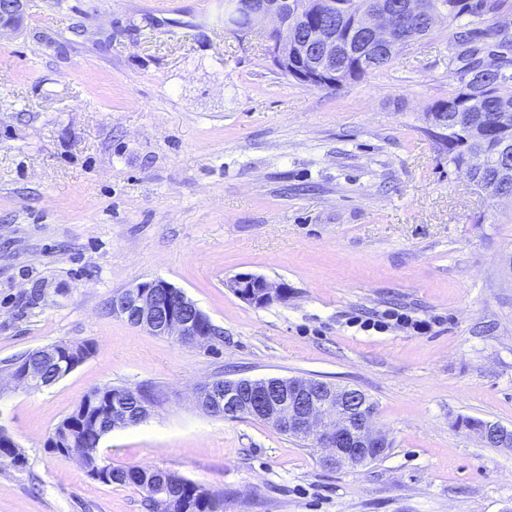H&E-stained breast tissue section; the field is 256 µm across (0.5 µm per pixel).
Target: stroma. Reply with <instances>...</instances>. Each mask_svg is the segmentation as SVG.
I'll use <instances>...</instances> for the list:
<instances>
[{
	"label": "stroma",
	"mask_w": 512,
	"mask_h": 512,
	"mask_svg": "<svg viewBox=\"0 0 512 512\" xmlns=\"http://www.w3.org/2000/svg\"><path fill=\"white\" fill-rule=\"evenodd\" d=\"M222 0H40L0 34V512H146L48 437L90 391L151 398L99 457L224 495V512H512V200L438 150L428 108L459 85L436 27L342 87L266 55L275 22L224 28ZM286 284L265 307L227 283ZM154 278L223 329L180 343L112 312ZM402 313L417 332L390 321ZM381 329H363V320ZM94 346L55 385L16 387L12 359ZM302 377L365 392L391 446L355 468L249 416L196 401L216 379ZM478 436L487 445L503 448H511L512 446L511 430L502 428V426L498 424H487L485 428L479 432ZM491 442L496 443V445Z\"/></svg>",
	"instance_id": "35a3bbf8"
}]
</instances>
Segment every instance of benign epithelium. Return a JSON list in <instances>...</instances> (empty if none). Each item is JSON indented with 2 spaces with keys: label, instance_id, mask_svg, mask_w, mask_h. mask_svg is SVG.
Segmentation results:
<instances>
[{
  "label": "benign epithelium",
  "instance_id": "1",
  "mask_svg": "<svg viewBox=\"0 0 512 512\" xmlns=\"http://www.w3.org/2000/svg\"><path fill=\"white\" fill-rule=\"evenodd\" d=\"M32 6L31 0H0V31L20 28ZM327 0H224V19L229 28L244 25V32L254 30L265 18L277 21V38L266 39V51L279 72L306 84L336 83L343 73L345 57L359 58L361 69L369 68L377 58L392 51L398 43L393 32L392 6L379 2L363 7L352 17L344 39L338 38L336 25L323 22L312 36L297 39L290 32L302 26L307 11L327 14ZM228 287L246 302L262 307L282 297L283 286L273 285L264 277L243 272L235 275ZM112 312L155 336H167L181 342H208L224 331L209 322L194 302L180 289L163 279L130 285L112 297ZM48 364L57 368L55 379L70 373V361L58 351L44 350ZM18 387L39 390L51 384L42 367L19 363L9 372ZM198 403L213 411L230 409L287 430L316 446L328 449L324 463L336 469L365 463L380 456L390 446L384 432L374 427L375 410L367 396L354 388L335 386L319 380L299 377H262L203 386ZM112 428L130 423L127 401L114 398L106 404ZM486 443L509 448L512 431L498 424H488L479 432Z\"/></svg>",
  "mask_w": 512,
  "mask_h": 512
}]
</instances>
